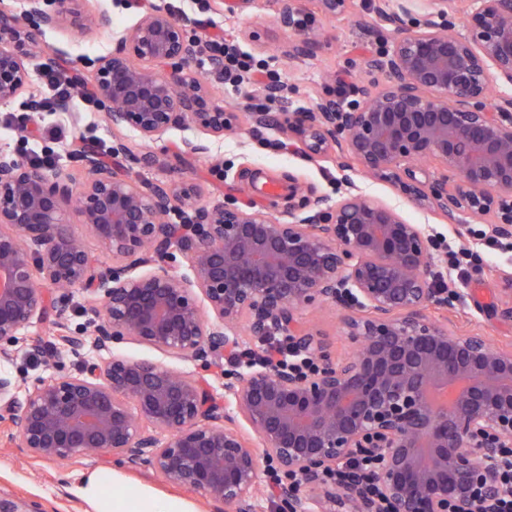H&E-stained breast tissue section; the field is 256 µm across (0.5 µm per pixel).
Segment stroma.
<instances>
[{
    "label": "stroma",
    "instance_id": "1",
    "mask_svg": "<svg viewBox=\"0 0 512 512\" xmlns=\"http://www.w3.org/2000/svg\"><path fill=\"white\" fill-rule=\"evenodd\" d=\"M171 5L174 18L193 20L192 32L206 40L220 34L255 62H267L270 70L285 88L295 108L311 107L320 96L349 92L351 86L366 82L361 67L363 58L379 54L395 38L384 22L372 13L367 0H354L342 14L326 17L315 0H291L300 15L307 17V28L319 42L313 54L288 59L283 50L290 35L276 23L282 0H157ZM85 10L104 15L108 24L87 33L64 30L47 31L42 40L46 54L57 56L59 65L82 61V77L91 80L97 57L106 55L114 45L117 33L132 26L140 9L116 5L115 0H86ZM70 109L58 112H28L21 100L0 103V151L24 157L31 149L50 154L56 165L71 169L82 177L80 163L71 156V144L79 137L108 147L112 144V128L97 107L85 105L80 95H73ZM61 127L66 136L60 140L44 137V130ZM201 142L195 154L181 153L183 141ZM283 137L274 128L250 130L241 124L239 130L215 139L193 127L171 129L151 149L161 158L151 167L135 166L132 176L152 182L180 179L196 186L200 204L215 205L235 201L283 219L299 202L294 189L311 187L317 193L337 200L345 188L330 162H311L282 144ZM356 184L368 197L396 207L412 224L427 225L431 233L444 236L458 250L476 248L473 230L479 221L462 216L471 234L456 235L453 226L427 209L418 207L401 196L386 181L366 177ZM512 272V251L501 250L485 259L481 271L470 279L451 276L449 287L461 289L465 299L452 308L430 309L438 321L447 322L451 331L464 334L478 330L493 341L512 340V320L501 316L506 302L505 276ZM54 306L47 322H37L23 331L26 339L53 334L54 322L79 330L87 320L86 296L81 292L52 289ZM305 321L323 334L339 358L353 353L354 345L344 334L342 314L328 304H314L303 312ZM8 370L16 378L34 380L68 373L70 362L54 366L28 356L24 346H17L13 361L0 360V370ZM96 477L103 490L132 504L143 495L162 500H175L186 512H225L223 503L206 498L200 492L171 484L148 465H131L112 457L76 456L65 461H46L31 457L19 442L0 438V498L22 501L38 512H93L82 491L84 478Z\"/></svg>",
    "mask_w": 512,
    "mask_h": 512
}]
</instances>
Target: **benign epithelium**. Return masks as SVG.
I'll use <instances>...</instances> for the list:
<instances>
[{
  "label": "benign epithelium",
  "mask_w": 512,
  "mask_h": 512,
  "mask_svg": "<svg viewBox=\"0 0 512 512\" xmlns=\"http://www.w3.org/2000/svg\"><path fill=\"white\" fill-rule=\"evenodd\" d=\"M82 0H22L0 8V103L16 99L43 53L48 30L84 33L93 23ZM370 0L377 17L403 31L368 74L383 85L352 101L321 97L293 110L284 90L265 86L280 111L251 112L253 128L276 127L309 161H331L346 194L333 202L309 191L280 220L234 203L200 206L169 223L183 199L180 182L136 183L112 173L98 151L77 150L85 173L24 164L0 152V358L11 359L22 330L48 312L46 288L90 292L91 335L64 333L28 343L33 357L74 358L58 378L0 372V426L36 458L114 456L146 464L172 484L257 512L261 468L290 481L277 488L286 512H502L501 477L512 448V344L480 333L456 335L429 318L448 307L435 270L439 237L366 197L355 177L391 184L455 226L467 212L512 239V0H424L423 20L405 27L413 0ZM465 14L466 32L456 15ZM277 23L295 38L294 59L316 40L299 32L294 10ZM206 50L188 24L162 6L144 12L97 59V103L112 129L155 143L192 124L221 138L235 112L214 103L187 69ZM112 157L144 167L113 140ZM96 239L108 262L95 263L68 219ZM186 255L180 272L175 252ZM314 303L343 310L357 351L339 360L327 339L299 317ZM288 339L305 365L273 367L252 353L219 394L199 375L117 354L136 343L201 367L249 341ZM93 350L100 360L86 357ZM375 465L376 489L331 482L353 458Z\"/></svg>",
  "instance_id": "1"
}]
</instances>
